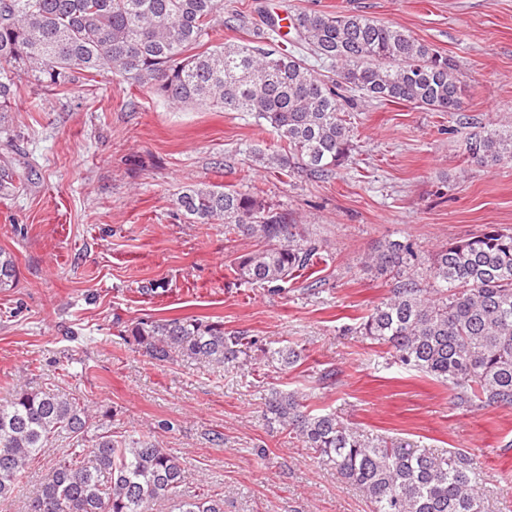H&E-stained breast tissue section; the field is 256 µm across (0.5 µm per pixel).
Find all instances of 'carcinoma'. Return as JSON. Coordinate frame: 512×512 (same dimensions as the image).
Instances as JSON below:
<instances>
[{"label": "carcinoma", "instance_id": "carcinoma-1", "mask_svg": "<svg viewBox=\"0 0 512 512\" xmlns=\"http://www.w3.org/2000/svg\"><path fill=\"white\" fill-rule=\"evenodd\" d=\"M292 25L296 45H226L217 41L231 27L224 0H0V197L23 190V173L31 168L7 120L21 73L44 92L111 77L174 105L244 112L282 142L272 153L247 146L254 165L316 179L337 175L351 157L358 93L451 116L461 111L465 89L456 62L406 30L356 13H300ZM200 45L207 50L196 51ZM300 45L327 73L307 63ZM464 153L480 166L512 162V126L489 125L465 143ZM177 207L196 224L221 222L228 234L263 242L236 262L234 272L247 283H285L319 255L303 225L246 191L199 185L181 193ZM369 265L390 275L392 285L347 332L447 385L463 411L512 410V229L487 225L448 243L424 272L407 239L380 246ZM16 274L13 257L0 251V288L12 287ZM124 333L123 340L160 363L186 357L232 364L255 345L248 336L224 333L219 321L192 316L140 319ZM261 352L285 367L302 358L293 346ZM266 411L270 423L288 428L362 489L373 512H486L469 452L375 442L336 414H313L274 387ZM92 418L80 398L50 388L20 385L0 401V500L63 439L68 453L27 512H153L156 502L179 495L185 467L159 440L118 435L102 424L91 434ZM177 510L224 512V498L183 497Z\"/></svg>", "mask_w": 512, "mask_h": 512}]
</instances>
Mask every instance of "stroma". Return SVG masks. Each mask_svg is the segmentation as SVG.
<instances>
[{
  "label": "stroma",
  "mask_w": 512,
  "mask_h": 512,
  "mask_svg": "<svg viewBox=\"0 0 512 512\" xmlns=\"http://www.w3.org/2000/svg\"><path fill=\"white\" fill-rule=\"evenodd\" d=\"M304 11L395 24L451 57L462 112L362 103L348 164L319 181L252 169L246 146L279 142L241 112L176 106L119 80L63 94L23 87L9 120L32 170L24 191L0 198V250L18 268L0 289V399L20 383L52 388L107 411L115 431L154 433L189 473L182 494H220L224 512H371L269 423L274 386L368 437L474 453L488 512H512V410H459L447 386L346 331L389 293L390 277L366 265L386 241L411 240L426 264L485 225L512 227V163L463 155L484 126L512 123V0H224L236 17L224 40L268 44L271 21ZM204 183L251 192L304 225L320 248L313 275L277 289L238 280L237 258L261 241L177 213L178 196ZM186 316L223 321L258 348L239 367L159 363L119 337L142 318ZM288 345L303 351L297 366L260 357ZM66 452L60 442L35 460L0 512H27Z\"/></svg>",
  "instance_id": "stroma-1"
}]
</instances>
